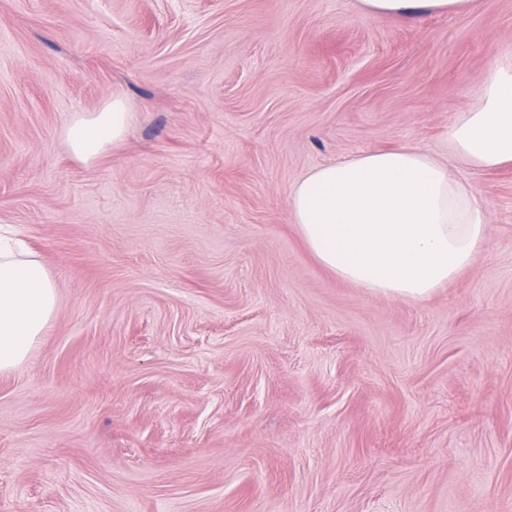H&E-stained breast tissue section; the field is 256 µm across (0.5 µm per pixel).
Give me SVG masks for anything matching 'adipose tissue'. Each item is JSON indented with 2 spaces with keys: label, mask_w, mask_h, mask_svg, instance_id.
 <instances>
[{
  "label": "adipose tissue",
  "mask_w": 512,
  "mask_h": 512,
  "mask_svg": "<svg viewBox=\"0 0 512 512\" xmlns=\"http://www.w3.org/2000/svg\"><path fill=\"white\" fill-rule=\"evenodd\" d=\"M375 16L450 14L474 0H359ZM478 107L451 122L448 140L482 168L512 164V57L483 76ZM124 98L76 113L71 153L96 159L122 140ZM288 209L313 256L341 279L384 296L420 301L470 266L489 238L484 200L427 151L401 146L321 165L288 191ZM43 262L0 243V373L19 368L56 308Z\"/></svg>",
  "instance_id": "1"
}]
</instances>
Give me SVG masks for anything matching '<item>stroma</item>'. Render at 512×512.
I'll return each mask as SVG.
<instances>
[{"instance_id": "35a3bbf8", "label": "stroma", "mask_w": 512, "mask_h": 512, "mask_svg": "<svg viewBox=\"0 0 512 512\" xmlns=\"http://www.w3.org/2000/svg\"><path fill=\"white\" fill-rule=\"evenodd\" d=\"M512 52V0H0V227L57 307L0 373V512H512V166L448 125ZM126 137L77 160L74 113ZM402 145L486 202L421 301L336 277L288 210ZM375 16L407 17L422 14H450L469 8L474 0H359ZM132 114L124 98L112 97L101 112H77L65 130L71 153L83 162L96 159L110 143L122 140L129 129Z\"/></svg>"}]
</instances>
